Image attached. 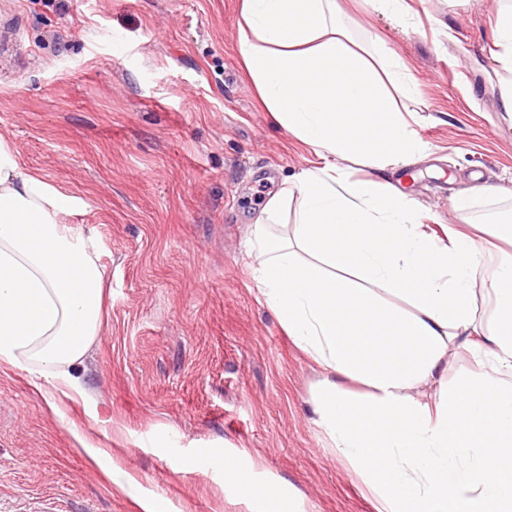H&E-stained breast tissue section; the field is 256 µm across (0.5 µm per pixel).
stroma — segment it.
<instances>
[{"label": "stroma", "instance_id": "stroma-1", "mask_svg": "<svg viewBox=\"0 0 512 512\" xmlns=\"http://www.w3.org/2000/svg\"><path fill=\"white\" fill-rule=\"evenodd\" d=\"M409 20L341 0L367 52L402 57L401 101L429 145L383 176L430 229L512 220V121L500 108V0H408ZM239 0H0V138L76 194L106 271L101 335L51 409L36 378L0 363V512H142L119 465L162 512H249L224 459L296 512H375L311 420L320 370L252 279L246 226L281 183L318 164L261 104L236 52ZM497 187L466 214L452 197ZM91 443L108 452L93 459Z\"/></svg>", "mask_w": 512, "mask_h": 512}]
</instances>
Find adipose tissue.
I'll return each instance as SVG.
<instances>
[{
  "instance_id": "1",
  "label": "adipose tissue",
  "mask_w": 512,
  "mask_h": 512,
  "mask_svg": "<svg viewBox=\"0 0 512 512\" xmlns=\"http://www.w3.org/2000/svg\"><path fill=\"white\" fill-rule=\"evenodd\" d=\"M237 52L267 111L314 147L318 166L284 180L247 239L257 289L322 372L312 421L377 512H512V253L459 228L424 229L377 169L424 153L396 101L418 86L393 51L363 56L337 0H239ZM297 201L292 235L280 217ZM80 198L23 166L0 139V362L38 375L48 405L81 391L73 369L101 334L105 271L71 218ZM494 304L481 323L474 283ZM400 298L387 305L383 294ZM476 386L448 389L452 347ZM367 388L358 396L342 379ZM250 512H286L284 488L225 458Z\"/></svg>"
}]
</instances>
